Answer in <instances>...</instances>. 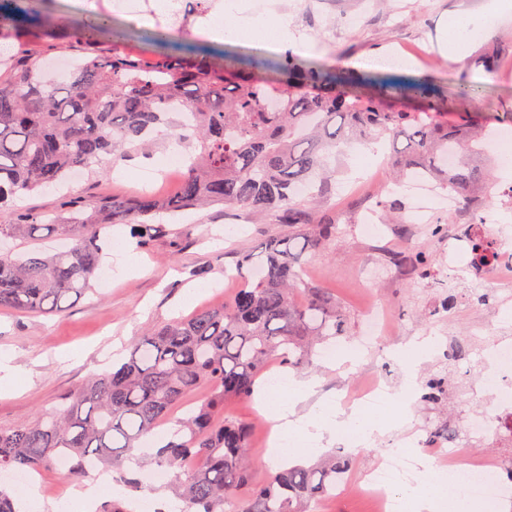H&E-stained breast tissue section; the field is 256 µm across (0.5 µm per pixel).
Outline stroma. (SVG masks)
<instances>
[{
	"label": "stroma",
	"mask_w": 512,
	"mask_h": 512,
	"mask_svg": "<svg viewBox=\"0 0 512 512\" xmlns=\"http://www.w3.org/2000/svg\"><path fill=\"white\" fill-rule=\"evenodd\" d=\"M114 9L108 29L98 28L101 16L94 0H20L24 10L21 25L0 33V47L9 52L27 49L47 59L59 55L53 44L37 40L34 28L66 33L90 29L98 46L106 51L152 55L156 46L151 27L120 10L121 0H112ZM492 0H270L269 10L288 8L295 30L302 34L301 47L281 46V53H293L298 61L317 62L336 70L340 76L360 82L363 92L376 93L387 83L388 97L398 105L412 104L410 84L425 80L432 95L449 115L480 110L496 132L512 136V10L507 11L492 31L477 39V46L493 49L508 67L507 72H489L471 57L455 61L443 54L450 18L478 11ZM201 21L189 18L185 26L174 28L165 48L169 51H196L207 55L215 66L244 62L273 65L276 55L250 43L211 44L200 33ZM417 54L409 72H379L369 61L387 51ZM279 52V53H280ZM469 86L463 94L461 86ZM364 146L348 153L347 176L332 186V201L347 221L338 225L334 240L307 251L302 256L305 277L319 287L329 289L348 317V337L360 333L363 309L372 299L387 304L392 312L393 340L385 346L365 350L357 370L376 365L390 380L391 392L400 391L405 367L402 360L386 357L394 348L395 337L420 335L454 339L468 334L478 320L490 321L498 309L512 308V286L494 289L488 304L468 297L469 284L454 276V269L465 263L449 250L447 239L431 237L417 230L406 239L399 224L385 225L377 241L364 240L359 232L363 213L355 207L357 197L348 185L359 172ZM167 149H157L151 158L131 160V176L117 174L105 166L96 173H84L80 182L55 191L47 189L14 198L13 206L23 212L49 211L66 214L73 202L92 200L109 194L132 195L153 191L160 195L175 193L180 175L169 172ZM113 233L124 236L139 254L142 272L96 277L91 291L71 298L63 311L28 314L0 309V350L13 352L15 364L23 373L21 384L11 391L0 389V429L33 420L58 407L89 375L109 370L113 359L124 357L130 343L146 327L187 316L202 309L218 307L240 288L237 280H226L224 268L234 267L239 255L259 250L265 242L287 237L289 228L265 218L245 215L231 208L215 206L182 218L168 219L164 232L149 240H140L130 224H116ZM430 254L433 271L417 277L394 266L390 258L410 250ZM210 265L209 288L203 289L191 304L181 301L189 288L184 269ZM454 289L460 298L452 318L439 311L440 287ZM500 330L477 338L475 351L462 363L455 383L464 391L462 399L451 401L454 417L475 414L481 404L477 380L490 368L482 352L500 340ZM357 370L333 368L322 359L312 366L297 369V376L318 377L322 387L335 388L353 380ZM227 416L251 427V457L255 460L253 483L264 484L277 468V461L265 451L264 442L271 423L258 411L254 399L233 400L224 407ZM436 415L414 391L408 418L402 427L377 436L362 448L352 449L350 480L360 481L386 451L409 438L425 439L424 427Z\"/></svg>",
	"instance_id": "1"
}]
</instances>
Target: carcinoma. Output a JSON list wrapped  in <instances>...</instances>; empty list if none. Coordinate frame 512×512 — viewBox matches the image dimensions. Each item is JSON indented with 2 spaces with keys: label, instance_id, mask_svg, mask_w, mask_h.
I'll use <instances>...</instances> for the list:
<instances>
[{
  "label": "carcinoma",
  "instance_id": "carcinoma-1",
  "mask_svg": "<svg viewBox=\"0 0 512 512\" xmlns=\"http://www.w3.org/2000/svg\"><path fill=\"white\" fill-rule=\"evenodd\" d=\"M282 82L256 70L214 68L202 56L152 57L86 50L64 73H45L27 53L0 61V238L25 239L46 230L69 240L51 253L0 252V308L23 313L61 312L72 296L91 290L101 264V236L114 224H132L147 239L160 215L176 216L228 206L275 224H311L271 240L258 255L239 257L235 277L243 287L223 306L198 311L146 330L128 356L87 379L64 407L8 430L0 429V473L38 472L68 458V477L99 468L141 485L127 465L144 462L171 473L182 512H304L350 471L337 450L311 467L282 466L244 499L237 489L252 480L250 429L222 415L224 401L249 397L264 367L279 360L292 369L312 363L316 346L347 336V315L326 288L303 277L302 251L336 235L328 210L333 162L345 145L368 146L388 138L392 180L419 176L451 190L457 211L433 221L475 224L501 197L496 181L462 160L489 156L483 114L448 117L430 100L425 82L413 91L426 103L413 109L386 102L384 93L362 97L324 68L288 54L279 62ZM176 144L190 155L172 196L78 201L59 223L51 214L17 213L9 198L64 183L75 169L91 171ZM457 165H443L448 150ZM469 267L478 274L494 257L488 236L465 241ZM401 264L425 276L429 259L410 252ZM205 384L209 393L180 417L174 407ZM426 401L447 398L448 377H431ZM165 422L167 439L148 455L145 439ZM429 437L456 441L458 421L441 417Z\"/></svg>",
  "mask_w": 512,
  "mask_h": 512
}]
</instances>
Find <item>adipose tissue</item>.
Segmentation results:
<instances>
[{"instance_id":"1","label":"adipose tissue","mask_w":512,"mask_h":512,"mask_svg":"<svg viewBox=\"0 0 512 512\" xmlns=\"http://www.w3.org/2000/svg\"><path fill=\"white\" fill-rule=\"evenodd\" d=\"M503 5H496L481 14L463 13L454 18L446 41L449 59L463 57L470 43L493 29L499 22ZM213 43H295L298 37L292 28L290 14H269L251 11L245 0H224V8L202 30ZM319 381L314 377H286L285 385L275 389H259L255 400L272 422V452L279 457L309 456L317 453L323 442H349L362 427L378 431V424H366L357 413L336 410L327 414H297L298 404L316 395Z\"/></svg>"}]
</instances>
